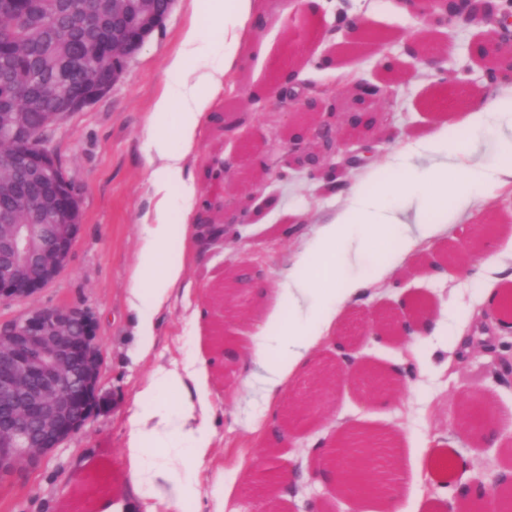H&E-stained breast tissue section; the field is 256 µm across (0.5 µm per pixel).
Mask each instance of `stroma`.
<instances>
[{
    "mask_svg": "<svg viewBox=\"0 0 512 512\" xmlns=\"http://www.w3.org/2000/svg\"><path fill=\"white\" fill-rule=\"evenodd\" d=\"M192 0H177L162 27L126 64L112 90L81 112L67 116L43 136L45 146L59 158L67 176L78 186L83 226L67 265L46 288L29 298L0 301V323H9L35 308L67 305L92 314L99 325L97 342L104 362L99 405L87 424L59 447L32 464H22L0 478V512H104L128 499L147 495L134 487L124 459L125 416L134 394L153 369L190 362L209 366L214 403L212 454L197 476V493L184 512H213V493L221 476L236 472L241 460L249 470L239 475L224 512H256L264 499L259 485L267 446L253 430L259 416L280 421L291 399L310 392L314 418L297 432L282 436L276 446L283 460L299 471L314 467L322 450L345 428L389 430L403 441L404 452L393 463L391 480L401 472L422 468L425 479L417 490L404 493L402 512H445L449 486H464L474 478L492 483L512 470V326L493 302L504 277L512 275V244H492L494 261L481 281H469L459 263L444 262L441 275H432L423 261L405 263L392 275L369 282L364 296L339 317L336 333H360L367 316L384 309L404 314L405 304H426L442 320L446 332L429 345H411L388 338L368 339L354 346L326 344L305 369L284 388L276 407H267L258 377L262 368L238 355L225 367L214 365L218 339L231 337L246 346L258 324L278 297L277 284L293 254L317 223L342 203L323 180L291 172L284 180L266 178L258 187L272 197L258 208L241 193L248 162L241 141L256 144L271 168L287 158L283 132L296 110L288 92L271 95L282 72L293 67L306 96H335L339 110L351 104L346 92L356 81L382 84L392 73L401 79L378 101L372 128L348 138L349 147L367 148L379 162L397 147L416 140L444 110L464 111L487 83V61L474 54L479 40L473 27H431L405 10L400 0H258L263 28L251 29L237 68L208 104L194 150L185 160L199 200L196 216L224 206L244 219L239 235L221 245L202 240L174 292L169 308L156 317L154 349L142 361L132 356L134 318L128 288L144 232L142 219L152 206L149 190L150 148L146 128L156 96L168 80L167 65L177 52L191 17ZM359 17L378 40L356 47L347 27ZM427 37L441 56L443 69L458 75L457 85L442 89L425 66L404 53L413 34ZM232 108L235 133L224 132L217 116ZM229 167L227 179L211 182L205 170L217 161ZM261 261L265 279L247 296L244 316H224L220 282L226 266ZM481 317L501 332L494 345L457 358L453 329ZM340 357L366 359L383 370L401 369L399 388L389 398H372L347 390H314L312 379L320 362ZM481 405L500 430L501 442L484 444L466 431L461 419L468 407ZM455 458L452 472L437 470L441 456ZM370 502L348 501L332 482L310 480L282 498L280 512H371Z\"/></svg>",
    "mask_w": 512,
    "mask_h": 512,
    "instance_id": "1",
    "label": "stroma"
}]
</instances>
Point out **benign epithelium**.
I'll use <instances>...</instances> for the list:
<instances>
[{
  "mask_svg": "<svg viewBox=\"0 0 512 512\" xmlns=\"http://www.w3.org/2000/svg\"><path fill=\"white\" fill-rule=\"evenodd\" d=\"M32 0H0V16L26 14ZM416 0L418 14H430L444 25L479 27L492 18L507 29L512 20V0ZM176 0H112V10L131 18L112 33V46L101 49L112 57V66L90 80L59 81L54 108L39 113V124L30 113L14 112L0 105V143L20 150L0 158V168L14 172L0 186V301L29 297L51 283L66 265L72 245L82 228L79 189L64 173L57 156L42 142V134L73 112H80L104 96L117 83L126 62L140 51L149 36L162 26ZM376 85L356 84L346 126L359 128L356 116L371 108ZM307 122L301 136H290L288 158L309 175L327 176L335 187L342 172L332 163L342 144L330 112H308L299 103ZM247 263L235 264L224 279V314L240 316L238 282ZM366 334L400 336L401 320L378 315ZM98 323L88 313L69 306L34 310L0 324V476L22 463H31L80 431L91 416L100 390L102 352L97 345ZM320 388L355 386L370 395L394 390L399 379L369 366L329 364L316 376ZM380 436L355 429L339 436V446L326 451L324 461L336 464L357 456L378 469ZM474 512H512V487L498 481L477 498Z\"/></svg>",
  "mask_w": 512,
  "mask_h": 512,
  "instance_id": "benign-epithelium-1",
  "label": "benign epithelium"
}]
</instances>
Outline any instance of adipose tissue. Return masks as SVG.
<instances>
[{"mask_svg": "<svg viewBox=\"0 0 512 512\" xmlns=\"http://www.w3.org/2000/svg\"><path fill=\"white\" fill-rule=\"evenodd\" d=\"M256 0H199L198 13L219 34V62L205 71L189 68L203 50L199 22H191L169 63V79L158 96L148 134L153 149L149 188L154 207L143 222L146 234L131 276L129 307L135 314L134 353L151 355L155 317L169 307L196 255L198 241L190 222L197 188L185 175L184 161L195 147L207 118L211 94L237 65L249 25L256 19ZM496 124L504 147L493 168L472 159L462 132ZM429 154L427 170H410L396 181L344 185V206L328 215L292 260L285 275L287 306H274L253 336L249 351L262 366L260 383L267 404L308 363L317 349L336 335L340 314L357 301L369 277H383L422 255L442 233L455 228L461 214L482 213L489 204L490 183H512V86L491 84L473 97L467 111L452 112L416 141ZM395 237V248L374 266L370 276L337 275L331 263L339 249L361 252L375 242ZM179 397L177 408L160 395ZM213 404L204 367L160 368L137 393L126 414L127 467L133 482L149 486L150 502H128L126 512H183L194 494V477L210 455L214 432ZM187 446L180 468L149 465L152 453Z\"/></svg>", "mask_w": 512, "mask_h": 512, "instance_id": "obj_1", "label": "adipose tissue"}]
</instances>
